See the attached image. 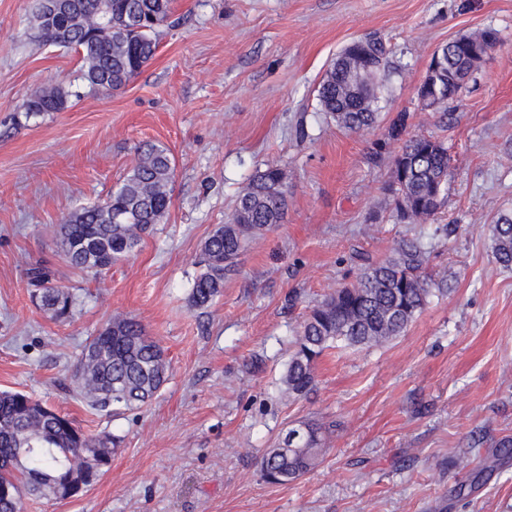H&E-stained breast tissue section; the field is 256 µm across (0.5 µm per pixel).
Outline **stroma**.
I'll list each match as a JSON object with an SVG mask.
<instances>
[{"instance_id": "35a3bbf8", "label": "stroma", "mask_w": 512, "mask_h": 512, "mask_svg": "<svg viewBox=\"0 0 512 512\" xmlns=\"http://www.w3.org/2000/svg\"><path fill=\"white\" fill-rule=\"evenodd\" d=\"M37 0H0V391H23L84 431L120 440L109 469L67 500L26 512H512V270L491 228L512 213V0H172L153 59L106 93L77 52L37 38ZM500 35L466 88L424 109L433 52L484 27ZM374 36L388 51L380 117L363 133L318 110L328 65ZM61 86L65 108L27 113L35 90ZM444 140L448 190L431 219L399 220L389 192L399 115ZM175 160L171 208L127 260L79 272L56 238L77 205L103 201L137 147ZM285 172L281 224L253 242L206 309L189 304L206 238L268 164ZM454 225L449 235L437 226ZM419 235L448 279L406 331L370 349L329 350L310 394L281 380L304 315L354 280L358 254L385 258ZM48 267L75 305L54 321L28 272ZM136 317L166 351V382L143 409L87 403L71 375L90 336ZM330 426L322 460L267 483L260 460L289 428ZM476 469L483 480L465 495Z\"/></svg>"}]
</instances>
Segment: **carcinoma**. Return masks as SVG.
Masks as SVG:
<instances>
[{"label":"carcinoma","mask_w":512,"mask_h":512,"mask_svg":"<svg viewBox=\"0 0 512 512\" xmlns=\"http://www.w3.org/2000/svg\"><path fill=\"white\" fill-rule=\"evenodd\" d=\"M170 0H38L34 17L40 37L48 44L74 49L83 73L94 87L117 91L154 57L156 33L168 18ZM497 31L485 28L443 46L442 66L453 81L448 93L429 105L440 109L456 98L474 72L469 55L473 44L493 40ZM345 48L326 71L317 91L319 111L337 125L360 132L377 120V89L386 76V50L369 41L371 68L363 75L345 64ZM66 92L57 86L36 90L26 101L32 114L59 112ZM407 116L390 128L402 142L391 168L397 214L424 220L443 201L437 191L448 185L449 157L444 142L407 132ZM175 162L170 150L145 143L137 149L134 166L106 200L74 209L59 225L57 236L68 265L78 271L102 272L125 260L171 206ZM288 202L284 171L269 164L238 195L232 214L205 240L202 269L189 296L195 308H207L219 297L224 279L235 272L240 254L263 231L283 221ZM120 213L123 222L113 221ZM496 263L512 268V215L492 227ZM428 251L422 238H402L389 256L374 262L362 255L355 282L325 295L306 315L294 341L282 379L285 392L301 396L315 384V369L324 353L343 345L367 349L402 335L443 283L425 272ZM40 308L58 322L69 319L74 297L53 283L43 266L29 271ZM169 361L164 349L133 317L116 315L84 345L73 378L91 405L138 409L151 402L165 383ZM300 439L292 447L271 448L261 461L264 478L273 484L293 482L313 470L323 452V431L316 423L296 427ZM116 439L89 434L52 407L20 392H0V512H24L25 499L52 496L67 499L70 474L84 473L87 483L112 461Z\"/></svg>","instance_id":"1"}]
</instances>
